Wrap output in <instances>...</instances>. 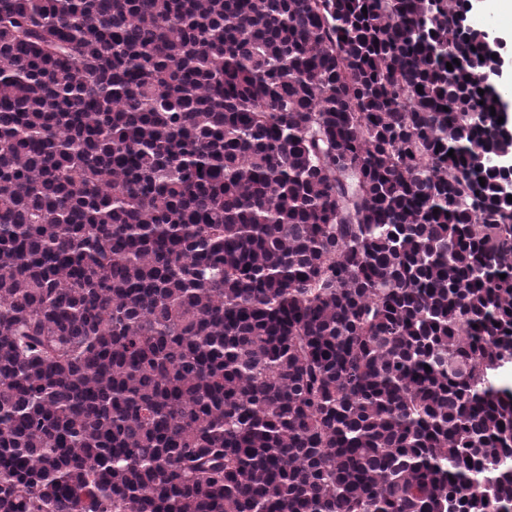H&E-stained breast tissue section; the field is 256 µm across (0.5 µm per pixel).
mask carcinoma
<instances>
[{
	"instance_id": "1",
	"label": "carcinoma",
	"mask_w": 512,
	"mask_h": 512,
	"mask_svg": "<svg viewBox=\"0 0 512 512\" xmlns=\"http://www.w3.org/2000/svg\"><path fill=\"white\" fill-rule=\"evenodd\" d=\"M469 13L0 0V512H512Z\"/></svg>"
}]
</instances>
